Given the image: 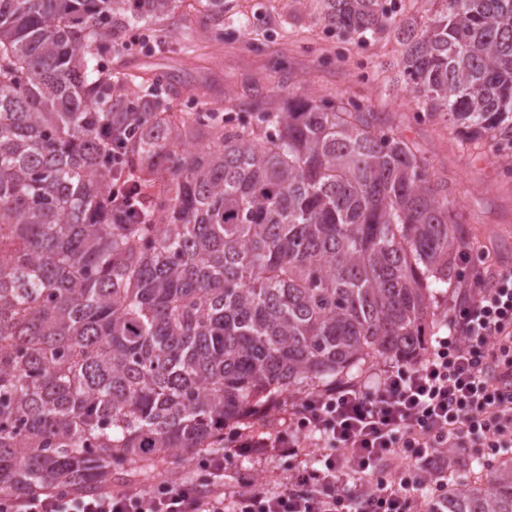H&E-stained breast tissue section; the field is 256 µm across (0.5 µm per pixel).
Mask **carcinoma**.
Instances as JSON below:
<instances>
[{"label": "carcinoma", "mask_w": 512, "mask_h": 512, "mask_svg": "<svg viewBox=\"0 0 512 512\" xmlns=\"http://www.w3.org/2000/svg\"><path fill=\"white\" fill-rule=\"evenodd\" d=\"M185 0H0V497L92 496L224 447L423 344L434 288L471 249L448 186L354 101L301 94L257 122L172 112L104 57L166 35ZM209 30L224 0H194ZM322 0L327 25L393 27L422 110L512 160V0ZM147 202L112 206V148ZM436 512H512V457L448 477ZM426 0H396L393 1L392 9L398 17L416 16L421 24L427 20L428 16L433 15L436 9H441V3L438 1L425 2Z\"/></svg>", "instance_id": "carcinoma-1"}]
</instances>
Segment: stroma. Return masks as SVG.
<instances>
[{
	"instance_id": "1",
	"label": "stroma",
	"mask_w": 512,
	"mask_h": 512,
	"mask_svg": "<svg viewBox=\"0 0 512 512\" xmlns=\"http://www.w3.org/2000/svg\"><path fill=\"white\" fill-rule=\"evenodd\" d=\"M402 49L391 29L370 39L338 33L319 0H224L220 38H209L202 14L189 10L164 42L123 52L112 66L136 83L167 73L195 85V93L171 97L175 112L205 111L219 98L279 106L308 93L354 100L398 127L427 157L432 178L447 183L449 208L481 244L455 261L452 303L474 271L512 265V174L490 149L461 141L447 117L424 116L398 71ZM288 468L273 456H225L224 490L234 493L246 480L279 487Z\"/></svg>"
}]
</instances>
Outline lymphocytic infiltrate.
I'll list each match as a JSON object with an SVG mask.
<instances>
[{
	"label": "lymphocytic infiltrate",
	"mask_w": 512,
	"mask_h": 512,
	"mask_svg": "<svg viewBox=\"0 0 512 512\" xmlns=\"http://www.w3.org/2000/svg\"><path fill=\"white\" fill-rule=\"evenodd\" d=\"M449 330L373 381L299 401L273 438L238 430L237 453L294 460L280 488L250 481L226 494L218 454L191 479L92 497L49 489L0 498V512H429L452 468L512 448V269L475 278ZM311 448L317 466L299 465Z\"/></svg>",
	"instance_id": "obj_1"
}]
</instances>
